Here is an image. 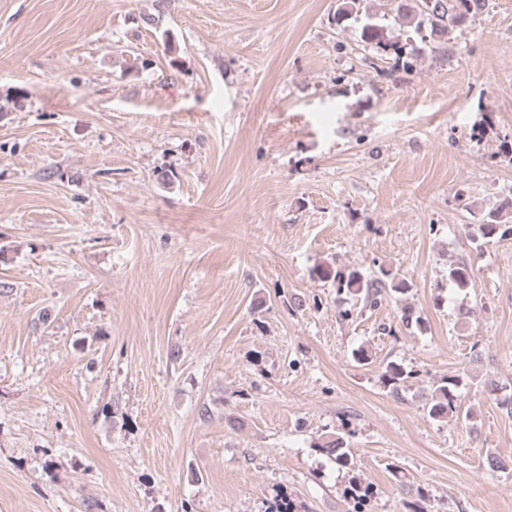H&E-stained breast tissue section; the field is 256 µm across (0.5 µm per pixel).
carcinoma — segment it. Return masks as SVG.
Instances as JSON below:
<instances>
[{
    "label": "carcinoma",
    "mask_w": 512,
    "mask_h": 512,
    "mask_svg": "<svg viewBox=\"0 0 512 512\" xmlns=\"http://www.w3.org/2000/svg\"><path fill=\"white\" fill-rule=\"evenodd\" d=\"M360 0H341L337 12V22L342 23L351 18H358ZM486 6V0H414L402 3L399 16L409 25H415L419 31L424 26L430 27V36L441 38L456 26L465 23L470 17L478 14ZM361 38L367 43H374L386 54H392L402 68L408 70L413 66L411 55L406 46L385 38L381 26L367 19L361 27ZM512 214V197L500 201L497 207L484 215L483 222L477 225L476 232L484 240L512 235V226L507 224L504 217ZM314 274L318 279L330 281L336 288L338 301L343 303L351 298L373 300L382 289L388 287L396 294L408 292L409 286L403 280H398L391 270L379 267V275L367 276L357 269H338L331 265H320ZM473 271L465 263L448 264V284L461 292L470 288ZM414 371L406 369L403 364L391 361L387 363L381 378L385 386L394 394H399L400 388L412 378ZM465 385L464 377L457 375L443 377L433 382V391L428 402V415L437 420L445 419L454 413L457 407L459 390ZM313 447L325 455L336 465L347 468L351 465L350 448L344 436L339 433H324L316 438Z\"/></svg>",
    "instance_id": "carcinoma-1"
}]
</instances>
